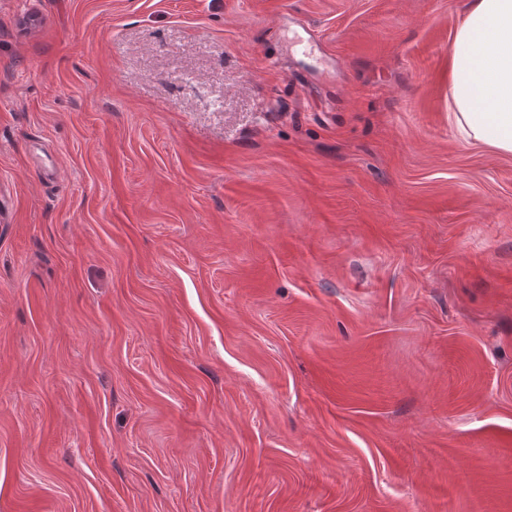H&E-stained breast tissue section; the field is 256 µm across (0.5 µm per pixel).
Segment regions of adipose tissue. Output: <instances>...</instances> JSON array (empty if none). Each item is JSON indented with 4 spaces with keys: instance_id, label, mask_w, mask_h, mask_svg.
<instances>
[{
    "instance_id": "adipose-tissue-1",
    "label": "adipose tissue",
    "mask_w": 512,
    "mask_h": 512,
    "mask_svg": "<svg viewBox=\"0 0 512 512\" xmlns=\"http://www.w3.org/2000/svg\"><path fill=\"white\" fill-rule=\"evenodd\" d=\"M450 60L458 135L512 154V0H466Z\"/></svg>"
}]
</instances>
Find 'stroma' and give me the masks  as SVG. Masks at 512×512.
Wrapping results in <instances>:
<instances>
[{
    "label": "stroma",
    "mask_w": 512,
    "mask_h": 512,
    "mask_svg": "<svg viewBox=\"0 0 512 512\" xmlns=\"http://www.w3.org/2000/svg\"><path fill=\"white\" fill-rule=\"evenodd\" d=\"M463 4L0 0V512H512Z\"/></svg>",
    "instance_id": "obj_1"
}]
</instances>
